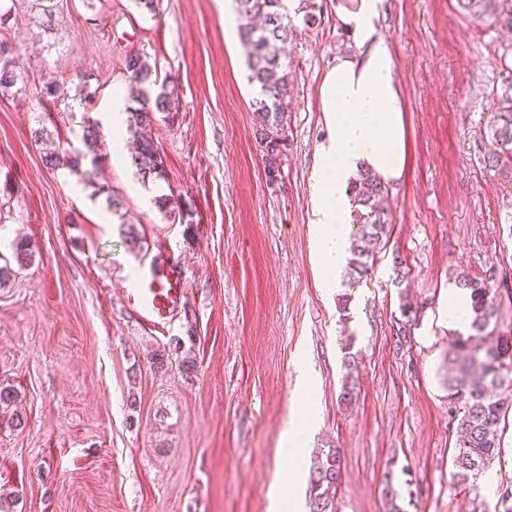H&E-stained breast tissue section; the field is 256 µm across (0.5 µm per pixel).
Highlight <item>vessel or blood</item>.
<instances>
[{"instance_id":"1","label":"vessel or blood","mask_w":512,"mask_h":512,"mask_svg":"<svg viewBox=\"0 0 512 512\" xmlns=\"http://www.w3.org/2000/svg\"><path fill=\"white\" fill-rule=\"evenodd\" d=\"M125 305L150 328L166 327L174 312L187 300L185 278L165 251L143 261L136 272V285L122 291Z\"/></svg>"}]
</instances>
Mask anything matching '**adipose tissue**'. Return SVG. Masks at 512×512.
Instances as JSON below:
<instances>
[{
    "instance_id": "ef3b65f1",
    "label": "adipose tissue",
    "mask_w": 512,
    "mask_h": 512,
    "mask_svg": "<svg viewBox=\"0 0 512 512\" xmlns=\"http://www.w3.org/2000/svg\"><path fill=\"white\" fill-rule=\"evenodd\" d=\"M381 2L355 0L354 8L341 10L340 19L351 29L360 53L337 59L319 87L318 105L328 135L315 151L309 224L317 270L328 288L342 284L353 180L369 170L390 185L408 166L406 103L390 45L375 26ZM294 392L302 413L291 417L282 433L279 454L288 470L272 498L271 512H280L285 499L293 496L295 480L304 468L300 450L319 417V386L307 363L299 365Z\"/></svg>"
}]
</instances>
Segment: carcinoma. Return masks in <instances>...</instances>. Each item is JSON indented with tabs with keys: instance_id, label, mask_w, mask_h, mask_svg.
I'll use <instances>...</instances> for the list:
<instances>
[{
	"instance_id": "1",
	"label": "carcinoma",
	"mask_w": 512,
	"mask_h": 512,
	"mask_svg": "<svg viewBox=\"0 0 512 512\" xmlns=\"http://www.w3.org/2000/svg\"><path fill=\"white\" fill-rule=\"evenodd\" d=\"M239 32L245 47L250 82L255 86L254 106L263 115L262 124L255 130V138L262 148L266 167L272 173L285 147L288 125L289 79L280 61L282 45L295 32V24L288 13L285 0H236ZM463 7L477 20L512 29V0H462ZM316 0H299L295 14L302 15L306 26L315 24ZM126 71L131 82L138 85V106L127 111L126 131L135 140L130 156L131 165L144 182L166 179L163 156L153 140L144 137L142 130L157 120V115L175 110V86L158 81L145 55L131 52L126 56ZM24 82V75L16 69L12 50L0 44V92ZM493 149L487 154L485 167L498 172L512 167V82L498 96L495 111L489 121ZM34 141L42 146L43 162L55 170L67 168L79 175H87L83 164L94 166L107 155L98 122L83 120L80 146L61 153L52 134L41 126L32 130ZM353 223L359 225L358 237L350 241L347 265L351 272L364 276L373 268L375 245L386 233L388 212L380 201L388 195L387 186L369 172L361 173L353 182ZM156 207L171 222H182L191 212L190 204L179 198L162 194L155 197ZM16 262L28 265L33 258L30 242L20 239L13 243ZM493 268L477 278L460 272L454 285L470 294L472 318L469 333L458 334L448 352V398L452 420L459 434V451L454 459V476L464 481L481 475L487 464L501 448L499 425L509 412V406L498 396L512 388V359L504 356L494 330L497 320V291ZM401 319L397 320L395 335L404 340L411 335L416 310L407 298L400 305ZM340 450L330 448L316 456L310 471V512H329L341 475ZM383 497L387 512H405L400 504L401 494L391 475L384 477Z\"/></svg>"
}]
</instances>
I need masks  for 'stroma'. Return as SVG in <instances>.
<instances>
[{"mask_svg": "<svg viewBox=\"0 0 512 512\" xmlns=\"http://www.w3.org/2000/svg\"><path fill=\"white\" fill-rule=\"evenodd\" d=\"M298 27L282 52L290 82L286 146L269 173L234 0H55L52 28L26 0L0 25L26 88L0 97V244L35 248L29 266L0 285V499L9 512H269L287 463L278 455L297 363L319 378L320 420L301 454L341 452L332 512H386L392 474L405 512H493L512 491V416L503 447L478 479L453 476L457 434L445 384L455 330L428 341L392 335L402 298L417 321L434 316L458 272L495 268V334L512 341V176L485 169L493 100L512 79V32L481 22L460 0H382L376 25L391 46L407 103L409 167L390 185V232L373 270L323 287L311 249L314 157L327 129L317 107L324 72L359 49L338 10ZM133 51L177 86L173 118L151 131L166 178L143 183L129 157L107 154L80 179L47 169L31 131L46 126L61 150L78 116L106 124L112 94L129 88ZM96 97L83 108L76 73ZM71 111L48 112L46 80ZM191 201L169 222L155 196ZM121 202L111 210L108 197ZM144 237L128 246L125 225ZM165 250L186 278L185 307L162 331L139 326L111 282H134L144 252ZM406 276L396 282V267ZM181 340V355L152 356ZM352 350L354 365L344 363ZM357 382L341 404L345 377Z\"/></svg>", "mask_w": 512, "mask_h": 512, "instance_id": "1", "label": "stroma"}]
</instances>
